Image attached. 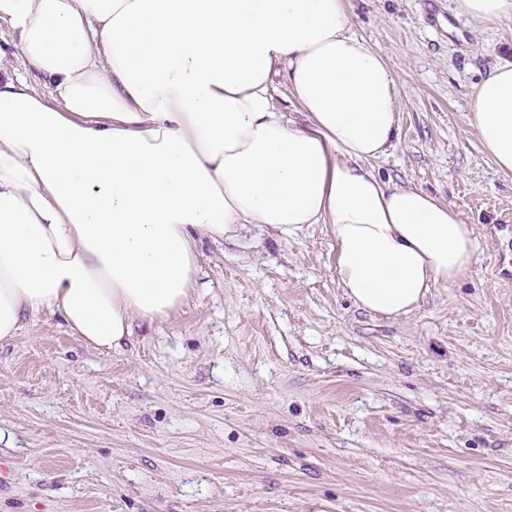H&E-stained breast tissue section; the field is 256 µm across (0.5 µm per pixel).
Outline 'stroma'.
Returning <instances> with one entry per match:
<instances>
[{"mask_svg": "<svg viewBox=\"0 0 512 512\" xmlns=\"http://www.w3.org/2000/svg\"><path fill=\"white\" fill-rule=\"evenodd\" d=\"M394 73L371 163L478 231L476 261L400 317L358 308L326 224L199 243L190 299L93 350L58 315L0 343V512H512V176L468 125L512 20L351 0Z\"/></svg>", "mask_w": 512, "mask_h": 512, "instance_id": "obj_1", "label": "stroma"}]
</instances>
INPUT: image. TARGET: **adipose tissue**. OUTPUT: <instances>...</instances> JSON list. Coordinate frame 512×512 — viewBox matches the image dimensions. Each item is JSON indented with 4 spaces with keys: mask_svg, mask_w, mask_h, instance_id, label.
<instances>
[{
    "mask_svg": "<svg viewBox=\"0 0 512 512\" xmlns=\"http://www.w3.org/2000/svg\"><path fill=\"white\" fill-rule=\"evenodd\" d=\"M351 15L350 0H0L41 77L0 81V343L48 311L120 346L188 299L198 241L247 224L329 225L339 282L372 314L470 270L474 226L370 166L398 103ZM277 70L299 118L271 106ZM468 121L512 174V63L475 86Z\"/></svg>",
    "mask_w": 512,
    "mask_h": 512,
    "instance_id": "obj_1",
    "label": "adipose tissue"
}]
</instances>
